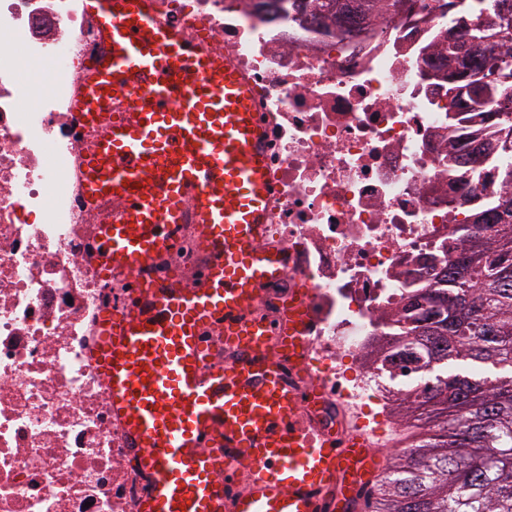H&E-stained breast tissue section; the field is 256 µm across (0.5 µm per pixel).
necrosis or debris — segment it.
<instances>
[{
    "label": "necrosis or debris",
    "mask_w": 512,
    "mask_h": 512,
    "mask_svg": "<svg viewBox=\"0 0 512 512\" xmlns=\"http://www.w3.org/2000/svg\"><path fill=\"white\" fill-rule=\"evenodd\" d=\"M429 0L359 25L270 0H162L161 19L230 56L264 129L271 194L256 250L284 254L250 316L283 359L292 308L305 354L288 381L318 398L300 422L336 432L343 405L389 402L380 348L404 297L436 287L452 233L504 187L448 160V15ZM86 0H0V512H143L153 479L113 417L95 352L131 278L104 275L74 163L73 114L94 58ZM208 264L192 225L154 265L193 287Z\"/></svg>",
    "instance_id": "1"
}]
</instances>
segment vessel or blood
<instances>
[{
    "instance_id": "vessel-or-blood-1",
    "label": "vessel or blood",
    "mask_w": 512,
    "mask_h": 512,
    "mask_svg": "<svg viewBox=\"0 0 512 512\" xmlns=\"http://www.w3.org/2000/svg\"><path fill=\"white\" fill-rule=\"evenodd\" d=\"M107 50L79 83L76 118L96 131L81 158L88 211L115 202L97 227L104 273L132 275L123 313L107 317L97 363L154 490L144 512H348L380 474L390 437L358 428L309 439L265 348V324L241 314L285 269L255 251L268 195L262 128L247 81L226 59L157 20L156 0H87ZM198 228L210 262L189 289L153 272ZM220 325L237 355L205 368L204 331ZM253 464L232 496L236 465Z\"/></svg>"
}]
</instances>
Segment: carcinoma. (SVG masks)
Returning a JSON list of instances; mask_svg holds the SVG:
<instances>
[{
    "label": "carcinoma",
    "mask_w": 512,
    "mask_h": 512,
    "mask_svg": "<svg viewBox=\"0 0 512 512\" xmlns=\"http://www.w3.org/2000/svg\"><path fill=\"white\" fill-rule=\"evenodd\" d=\"M318 14L336 12L347 23L372 13L392 15L407 0H311ZM488 18L450 28L448 68L487 56L495 67L476 79L481 107L456 102L448 84V118L465 132L462 153L451 161L465 176L470 149L484 148L498 164L485 173L512 182V0H478ZM502 198L459 225V253L436 274L444 288L428 289L405 305V334L396 337L391 379L411 378L419 367L432 375L408 383L389 415L425 429L387 464L370 490L369 512H512V209L498 216L493 234L480 219L499 212ZM456 304L448 309V295Z\"/></svg>",
    "instance_id": "obj_1"
}]
</instances>
